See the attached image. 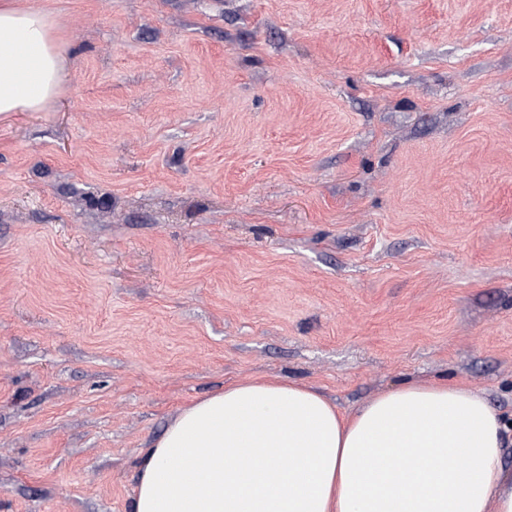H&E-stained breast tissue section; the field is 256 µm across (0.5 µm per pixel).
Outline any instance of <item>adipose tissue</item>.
I'll return each instance as SVG.
<instances>
[{
    "mask_svg": "<svg viewBox=\"0 0 512 512\" xmlns=\"http://www.w3.org/2000/svg\"><path fill=\"white\" fill-rule=\"evenodd\" d=\"M65 76L48 16L0 0V113L42 110ZM504 428L448 380L391 388L347 418L307 385L235 382L145 449L133 512H512Z\"/></svg>",
    "mask_w": 512,
    "mask_h": 512,
    "instance_id": "1",
    "label": "adipose tissue"
}]
</instances>
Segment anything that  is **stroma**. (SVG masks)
I'll list each match as a JSON object with an SVG mask.
<instances>
[{
  "label": "stroma",
  "instance_id": "stroma-1",
  "mask_svg": "<svg viewBox=\"0 0 512 512\" xmlns=\"http://www.w3.org/2000/svg\"><path fill=\"white\" fill-rule=\"evenodd\" d=\"M69 78L0 114V512H132L181 410L482 391L512 471V0H18Z\"/></svg>",
  "mask_w": 512,
  "mask_h": 512
}]
</instances>
